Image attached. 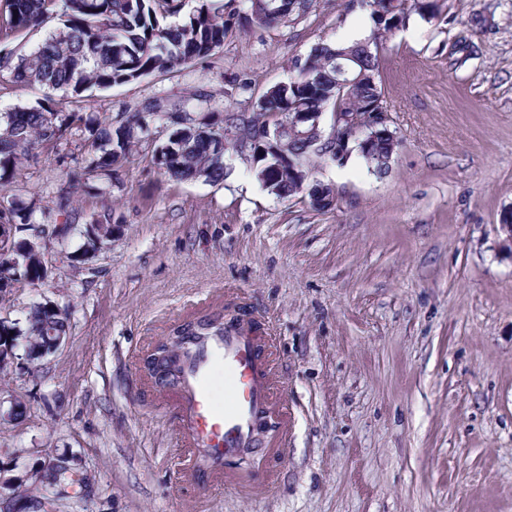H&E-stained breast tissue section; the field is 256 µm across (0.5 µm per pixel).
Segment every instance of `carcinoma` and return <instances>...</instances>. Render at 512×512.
<instances>
[{
    "label": "carcinoma",
    "instance_id": "carcinoma-1",
    "mask_svg": "<svg viewBox=\"0 0 512 512\" xmlns=\"http://www.w3.org/2000/svg\"><path fill=\"white\" fill-rule=\"evenodd\" d=\"M184 0H0V82L16 86H39L50 91L106 89L137 80L153 72L167 71L213 54L224 45L229 16L234 14V0L216 3L201 0L188 20L175 26L164 20L180 13ZM254 22L262 26L283 20L293 22L304 14L314 0H288L292 9L281 11L282 0H248ZM368 8L374 22L369 40L378 43L398 25L391 18L405 19L414 10L410 0H345L344 9ZM60 27L49 32L45 42L29 51L23 50L22 36L43 28L52 19ZM342 65L353 84L345 90L336 87V65ZM379 57L356 42L351 45L324 44L295 62L296 75L270 88L256 103L253 116L242 119L233 139H212V122L195 119L181 109L178 118L167 116L171 131L157 148L154 163L176 181L224 178V154L239 152L256 179L269 192L289 198L301 193L299 166L309 170L312 157L326 159L330 144L312 139H295L288 144V156L269 151L259 157L256 151L266 138L269 112H334L339 92L347 96L344 111L357 117L368 112H384L383 93L369 76L379 70ZM0 125V179L16 174L32 158L40 145L53 144L66 134L70 123L39 102L3 116ZM141 117L128 113L117 120L109 117L89 129L94 169L112 175L113 167L123 163L140 140ZM398 145L379 137L372 142L368 169L376 175L388 171L387 159ZM0 224L17 225L9 249L0 248V293L11 291L16 272L37 278L44 253L39 241L70 232L71 223L35 224L30 214L13 205H0ZM113 224L97 221L87 233L85 250L97 240L112 239ZM69 318L46 304L31 310L22 332L27 355L40 360L50 332L67 335Z\"/></svg>",
    "mask_w": 512,
    "mask_h": 512
}]
</instances>
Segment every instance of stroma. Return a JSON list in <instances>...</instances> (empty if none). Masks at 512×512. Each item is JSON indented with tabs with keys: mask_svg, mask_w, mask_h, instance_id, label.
<instances>
[{
	"mask_svg": "<svg viewBox=\"0 0 512 512\" xmlns=\"http://www.w3.org/2000/svg\"><path fill=\"white\" fill-rule=\"evenodd\" d=\"M229 26L213 55L103 91L0 85V113L46 100L76 117L0 179V201L77 226L47 243L48 281L0 297V318L20 327L41 302L70 313L57 351L0 369V493L64 455L90 484L44 493L43 512H512V252L500 227L512 211V0H440L435 18L411 14L383 41L377 82L400 145L382 176L356 155L313 160L338 193L325 211L271 194L233 152L222 180L169 179L153 162L167 130L145 107L198 98L251 112L295 59L369 34V9L315 0L293 23L241 13ZM140 110L133 156L88 172V120ZM105 216L111 242L77 260L80 228ZM197 304L272 322L290 417L272 488L251 485L250 458L232 463L234 489L177 478L174 415L137 374Z\"/></svg>",
	"mask_w": 512,
	"mask_h": 512,
	"instance_id": "obj_1",
	"label": "stroma"
}]
</instances>
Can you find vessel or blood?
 I'll return each instance as SVG.
<instances>
[{
  "label": "vessel or blood",
  "instance_id": "1",
  "mask_svg": "<svg viewBox=\"0 0 512 512\" xmlns=\"http://www.w3.org/2000/svg\"><path fill=\"white\" fill-rule=\"evenodd\" d=\"M273 343L269 323L249 315L185 336L158 372L160 403L178 418L179 441L190 450L186 472L201 488L224 486L227 465L256 445L258 416L276 407Z\"/></svg>",
  "mask_w": 512,
  "mask_h": 512
}]
</instances>
